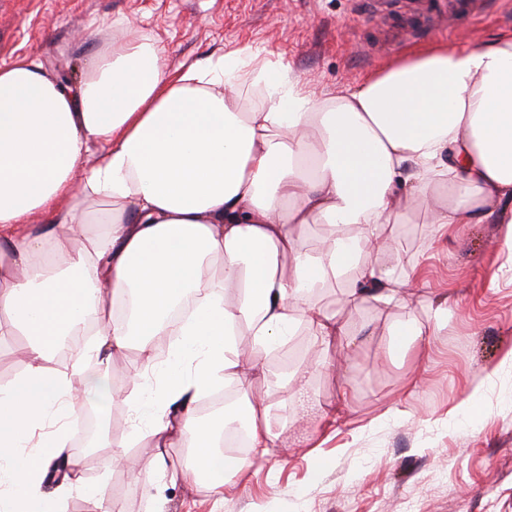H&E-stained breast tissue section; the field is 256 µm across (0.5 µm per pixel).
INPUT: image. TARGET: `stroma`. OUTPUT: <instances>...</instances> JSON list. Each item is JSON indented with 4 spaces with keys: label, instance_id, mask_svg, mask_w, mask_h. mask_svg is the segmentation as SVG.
Wrapping results in <instances>:
<instances>
[{
    "label": "stroma",
    "instance_id": "1",
    "mask_svg": "<svg viewBox=\"0 0 512 512\" xmlns=\"http://www.w3.org/2000/svg\"><path fill=\"white\" fill-rule=\"evenodd\" d=\"M501 3L480 26L460 21L454 35L415 38L416 22L370 17L363 0H0V65L29 53L52 74H78L109 39L144 37L172 68L246 48L241 71L284 64L329 98L411 49H464L512 32V0ZM425 216L409 210L390 226L380 260L401 277L409 257L426 258V285L411 289L404 309L349 303L339 286L322 291L321 306L371 336L347 364L310 377L309 404L294 389H268L278 446L222 495L203 477L143 483L100 447L83 457L84 487L59 499L58 512H97L95 489L115 512H155L160 499L166 512H512V241L498 224L441 234ZM443 298L457 308L428 356L387 352L393 323H427ZM87 407L113 418V445L139 464L154 459L126 407L94 396ZM332 407L339 414L329 421Z\"/></svg>",
    "mask_w": 512,
    "mask_h": 512
}]
</instances>
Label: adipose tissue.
<instances>
[{
    "instance_id": "ef3b65f1",
    "label": "adipose tissue",
    "mask_w": 512,
    "mask_h": 512,
    "mask_svg": "<svg viewBox=\"0 0 512 512\" xmlns=\"http://www.w3.org/2000/svg\"><path fill=\"white\" fill-rule=\"evenodd\" d=\"M236 73L224 55L170 69L148 39L110 43L70 84L28 54L0 66V336L18 331L30 344L23 373L0 382V512H45L80 488L67 427L91 395L125 405L154 447L190 448L187 476L208 471L221 494L279 438L260 387L292 379L269 370L267 352L302 321L321 347L357 344L334 312L313 305L317 292L343 282L350 302L406 307L404 280L366 257L401 210L422 204L440 227L501 224L512 239V37L463 50L430 44L327 99L286 69L263 68L267 104L257 112L237 111ZM93 143L103 151L91 161ZM440 186L448 204L432 201ZM100 202L104 227L87 235ZM317 222L330 231L304 250ZM130 294L138 316L117 323L112 304ZM188 298L189 316L170 323ZM451 312L437 303L428 325L408 320L392 333L427 351ZM90 318L91 350L56 372L64 337L84 335ZM242 328L256 344L244 359L233 348ZM164 333L178 337L174 354L191 369L171 368L147 400L89 375L91 363L131 347L153 374ZM229 379L253 388L245 405L224 410L225 422L245 419L247 456L218 454L221 430L192 412L200 393ZM59 461L68 477L47 482Z\"/></svg>"
}]
</instances>
